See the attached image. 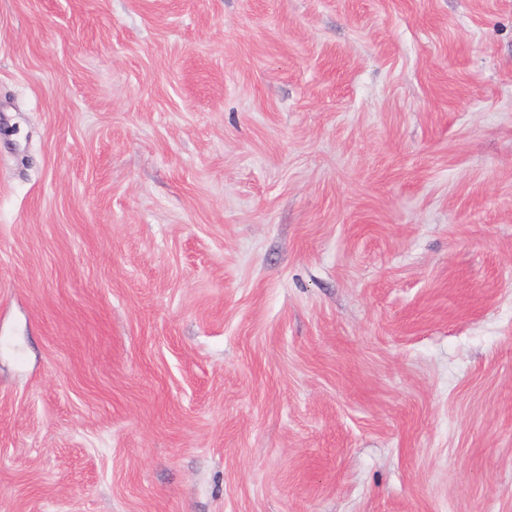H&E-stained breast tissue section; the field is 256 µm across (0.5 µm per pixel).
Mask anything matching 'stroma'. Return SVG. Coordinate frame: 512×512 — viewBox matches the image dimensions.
<instances>
[{"mask_svg": "<svg viewBox=\"0 0 512 512\" xmlns=\"http://www.w3.org/2000/svg\"><path fill=\"white\" fill-rule=\"evenodd\" d=\"M0 512H512V0H0Z\"/></svg>", "mask_w": 512, "mask_h": 512, "instance_id": "stroma-1", "label": "stroma"}]
</instances>
